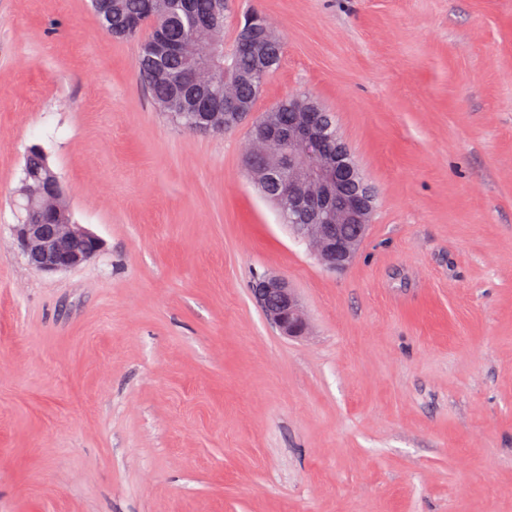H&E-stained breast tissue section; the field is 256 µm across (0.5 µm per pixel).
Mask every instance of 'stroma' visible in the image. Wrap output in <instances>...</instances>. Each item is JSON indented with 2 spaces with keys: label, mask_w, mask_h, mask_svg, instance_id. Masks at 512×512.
I'll return each mask as SVG.
<instances>
[{
  "label": "stroma",
  "mask_w": 512,
  "mask_h": 512,
  "mask_svg": "<svg viewBox=\"0 0 512 512\" xmlns=\"http://www.w3.org/2000/svg\"><path fill=\"white\" fill-rule=\"evenodd\" d=\"M283 43L252 119L331 112L376 195L327 271L90 0H0V512H512V0H232ZM38 144L102 251L16 242ZM296 289L287 339L253 295ZM253 294L265 317L282 336L301 338L308 334L301 300L287 279L274 274L264 276L255 283Z\"/></svg>",
  "instance_id": "1"
}]
</instances>
